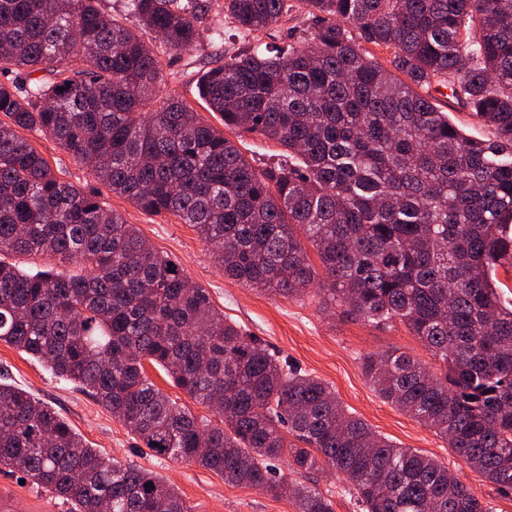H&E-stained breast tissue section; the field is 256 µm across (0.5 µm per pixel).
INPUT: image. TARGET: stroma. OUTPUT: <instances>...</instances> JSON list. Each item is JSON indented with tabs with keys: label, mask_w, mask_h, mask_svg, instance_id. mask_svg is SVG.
<instances>
[{
	"label": "stroma",
	"mask_w": 512,
	"mask_h": 512,
	"mask_svg": "<svg viewBox=\"0 0 512 512\" xmlns=\"http://www.w3.org/2000/svg\"><path fill=\"white\" fill-rule=\"evenodd\" d=\"M203 26L204 37L193 52L161 51L165 81L158 90L159 97H181L199 112L204 105L197 96L196 80L212 62L261 43L288 48L311 32L313 21L300 0H288V13L279 23L263 32L247 33L236 29L225 15L224 0H213ZM22 136L42 153L58 178L79 188L96 186L101 199L133 224L158 252L179 263L187 276L207 288L215 307L225 317L246 327L279 356L328 383L350 413L397 445L448 464L476 494L491 502L494 512H512V494H499L479 473L468 468L443 439L379 397L365 376L362 357L394 347L431 362L430 352L403 325L378 329L339 313H322L318 298L313 296L287 300L246 287L225 276L192 226L169 214H148L127 199L112 195L108 187L97 184L88 167L48 137L29 130L23 131ZM0 380L48 404L92 447L162 477L178 489L192 512H296L290 498H274L257 489L231 486L217 473L198 464L153 455L138 446L121 421L90 394L71 382L55 378L37 360L2 341ZM276 472L287 481L332 494L335 512H360L353 499L337 495L340 480L335 473L297 474L282 461L277 462ZM2 494L12 498L14 512L70 509L63 499L22 482L17 474L0 473Z\"/></svg>",
	"instance_id": "1"
}]
</instances>
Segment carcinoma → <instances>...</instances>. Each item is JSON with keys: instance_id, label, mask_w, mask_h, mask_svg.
I'll return each instance as SVG.
<instances>
[{"instance_id": "1", "label": "carcinoma", "mask_w": 512, "mask_h": 512, "mask_svg": "<svg viewBox=\"0 0 512 512\" xmlns=\"http://www.w3.org/2000/svg\"><path fill=\"white\" fill-rule=\"evenodd\" d=\"M316 21L286 50L212 63L197 94L149 108L157 52L98 0H0V341L112 411L151 453L224 482L334 512L272 463L330 470L363 512H494L448 465L374 432L327 383L224 318L207 289L121 213L60 180L19 135L35 130L141 210L172 214L224 274L378 328L431 352L362 368L385 401L431 429L500 493L512 492V0H301ZM173 53L196 48L211 0H128ZM246 32L288 0H224ZM382 46L391 68L367 56ZM451 96L493 131L472 138L433 102ZM256 134L288 163L254 167L224 130ZM316 251L312 263L307 246ZM63 269L26 271L4 253ZM215 419L195 416L145 363ZM0 471L70 512H191L153 473L91 447L47 404L0 383ZM153 487L148 488L146 484Z\"/></svg>"}]
</instances>
